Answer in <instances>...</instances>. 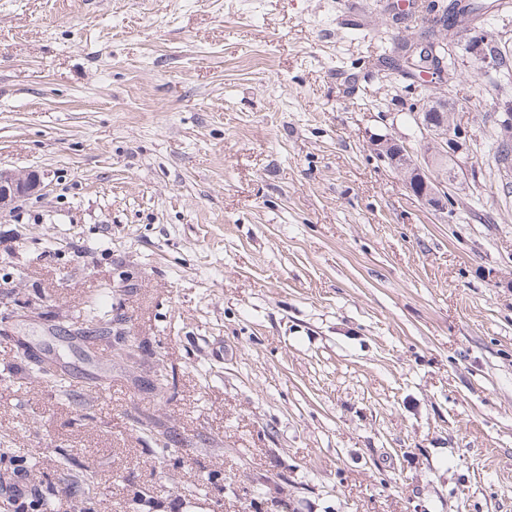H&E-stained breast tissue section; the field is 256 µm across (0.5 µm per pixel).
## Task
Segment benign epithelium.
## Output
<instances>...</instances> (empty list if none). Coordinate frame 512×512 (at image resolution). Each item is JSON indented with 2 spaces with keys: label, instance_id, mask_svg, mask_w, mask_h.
Returning a JSON list of instances; mask_svg holds the SVG:
<instances>
[{
  "label": "benign epithelium",
  "instance_id": "benign-epithelium-1",
  "mask_svg": "<svg viewBox=\"0 0 512 512\" xmlns=\"http://www.w3.org/2000/svg\"><path fill=\"white\" fill-rule=\"evenodd\" d=\"M488 40L481 37L467 45L469 54L485 68H499L498 62L512 55L509 49L497 48L488 53ZM413 52L424 58L426 66L421 74L428 76V86L441 88L447 82V74L441 67L442 59L448 57V37L443 36L433 42L415 44ZM439 95L432 94L421 101V107L415 114V120L424 135L427 149L417 158L402 144L391 137H375L371 140L372 149L381 155L392 169L400 174L407 191L424 207L448 212L446 198L447 173L435 162L434 154L439 151L448 157L450 167L464 169L470 163L467 140L468 131L457 121L455 113L449 112L445 122L431 126L422 122V113L427 111L432 101ZM42 181L34 171H12L0 168V213L12 208L20 199L40 192ZM112 359L118 363H129L136 357L134 337L126 327L125 321L112 322Z\"/></svg>",
  "mask_w": 512,
  "mask_h": 512
}]
</instances>
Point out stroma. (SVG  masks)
<instances>
[{
    "instance_id": "35a3bbf8",
    "label": "stroma",
    "mask_w": 512,
    "mask_h": 512,
    "mask_svg": "<svg viewBox=\"0 0 512 512\" xmlns=\"http://www.w3.org/2000/svg\"><path fill=\"white\" fill-rule=\"evenodd\" d=\"M390 2L0 0V168L44 183L0 213V441L24 453L0 502L34 500L64 449L93 512H512V176L491 148L512 82L471 83L462 49H512V0L448 34L472 159L448 216L369 144H423L422 85L380 63L410 35ZM103 291L134 362L77 332ZM133 426L148 439V442L154 447L150 448L154 454L160 455L163 458H169L174 463L181 461L182 457L179 456L180 448H173V440L168 435L155 433L156 421L152 413H138L134 417Z\"/></svg>"
}]
</instances>
